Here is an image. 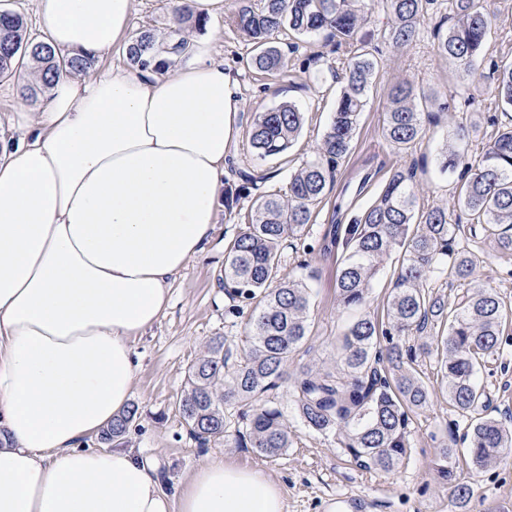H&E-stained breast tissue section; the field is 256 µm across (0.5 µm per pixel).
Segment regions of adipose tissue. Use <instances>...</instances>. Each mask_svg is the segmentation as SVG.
I'll list each match as a JSON object with an SVG mask.
<instances>
[{
  "label": "adipose tissue",
  "instance_id": "ef3b65f1",
  "mask_svg": "<svg viewBox=\"0 0 512 512\" xmlns=\"http://www.w3.org/2000/svg\"><path fill=\"white\" fill-rule=\"evenodd\" d=\"M134 0H36L58 51L129 47ZM236 80L211 38L164 69L60 73L0 131V512H286L265 470L214 459L170 494L158 467L83 441L128 406L134 343L205 252Z\"/></svg>",
  "mask_w": 512,
  "mask_h": 512
}]
</instances>
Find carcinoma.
<instances>
[{"label":"carcinoma","instance_id":"obj_1","mask_svg":"<svg viewBox=\"0 0 512 512\" xmlns=\"http://www.w3.org/2000/svg\"><path fill=\"white\" fill-rule=\"evenodd\" d=\"M234 26L255 47L251 66L275 74L288 67V55L277 45L289 31L298 37L322 33L345 48L344 85L318 154L288 175V189L258 196L248 220L224 251L219 287L241 303L254 305L247 352L231 360L224 341L214 338L186 373V389L178 411L190 435L201 446L229 437L226 411L244 406L242 428L234 447L253 448L266 459L285 454L293 442L283 412L263 402L281 386L291 353L308 330L309 286L301 279L280 276L283 243L304 235L314 208L333 184L338 164L349 154L367 93L377 67L360 0H239ZM390 16L386 39L396 48L410 45L428 6L434 0H381ZM455 21L436 29V55L453 65L467 81L483 59L491 20L481 0H451ZM202 18L184 10L181 26L169 31L171 52L189 46L186 36ZM156 34L142 31L128 48L130 66H149L156 58ZM95 59L61 55L43 39L30 36L20 16L0 12V78L23 65L54 73H85ZM491 95L512 109V62L494 64ZM418 94L410 82L395 87L384 113V138L412 148L423 142L425 125ZM304 115L282 103L258 114L250 132L256 156L280 157L297 141ZM441 172L461 169L465 175L453 205L416 210L412 169L394 170L379 195L350 224L333 232L342 237L343 255L336 277L338 305L359 309L369 305L373 282L384 257L398 251L401 264L386 304V320L365 313L344 331L334 370H308L294 383L293 398L302 425L324 436L366 468L393 469L411 448L409 413L427 407L433 391L415 367L413 348L403 337L439 321L441 358L436 380L448 404L459 415L455 429H464L467 463L481 468L512 452V419L488 413L489 399L477 381L479 369L500 349L505 302L493 288L476 281L478 259L460 241L463 225L452 222L459 208L472 217L469 230L494 239L499 252L512 257V122L497 128L477 158L455 148H441ZM448 285H468L453 303L429 291L441 277ZM138 406L127 407L100 433V440L123 445ZM446 466L442 477L451 485L459 508L469 504L471 486L454 476L457 450L437 449Z\"/></svg>","mask_w":512,"mask_h":512}]
</instances>
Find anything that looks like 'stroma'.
<instances>
[{"instance_id":"obj_1","label":"stroma","mask_w":512,"mask_h":512,"mask_svg":"<svg viewBox=\"0 0 512 512\" xmlns=\"http://www.w3.org/2000/svg\"><path fill=\"white\" fill-rule=\"evenodd\" d=\"M482 5L493 25L477 75L465 88L434 51L435 28L450 14L449 0H434L419 26L416 43L403 49L394 48L382 36L388 16L380 0H367L365 28L374 34L378 74L351 151L339 164L334 184L327 187L315 208L306 235L283 250L282 276L305 279L310 287L308 332L288 362L290 379L306 369L335 368L339 340L355 317L354 312L336 304L342 248L324 245L337 207L344 204L349 215L359 214L396 168L410 165L416 170L418 209L451 204L461 175L439 172L437 147L449 131L464 126L471 132L469 153L479 152L496 124L512 121V110L498 106L488 90L494 64L512 60V0H482ZM236 7L237 0H224L223 16L205 18L202 26L187 34L194 40L218 31L214 49L239 84V138L218 202L211 244L203 256L190 260L175 276L168 309L158 324L135 342L138 369L132 400L138 404L140 416L124 442L157 462L161 483L170 492L198 465L221 459L269 471L283 489L288 512H325L327 503L336 498L350 506L365 500L369 512H460L447 483L438 475L436 450L447 441L457 418L446 397L434 398L426 408L411 412V451L390 471L360 467L340 452L333 438L306 430L296 416L289 384L267 395L272 405L283 411L294 433L291 448L274 461L255 449L228 448L220 441L199 446L177 410L185 373L212 338L223 337L234 355L245 352L249 313L239 310L236 301L218 286L224 271V250L245 224L256 197L266 189L285 188L289 171L316 155L342 87L340 54L333 41L322 35L304 38L281 34L282 47L290 59L287 69L272 75L253 70L249 65L252 43L228 21ZM406 79L417 90L431 94L427 110L432 119L426 124L423 143L404 150L385 140L383 124L389 91ZM283 102L293 103L303 112L302 132L287 159H258L249 140L253 123L260 112ZM262 171L272 174V182L263 188L246 186V175ZM467 243L479 259L481 283L496 289L506 304L512 305V277L501 273L512 261L484 235L468 238ZM480 381L489 397L491 414L511 416L512 324L504 331L500 352L482 369ZM457 475L473 489L469 512H512V456L480 469L459 463Z\"/></svg>"}]
</instances>
